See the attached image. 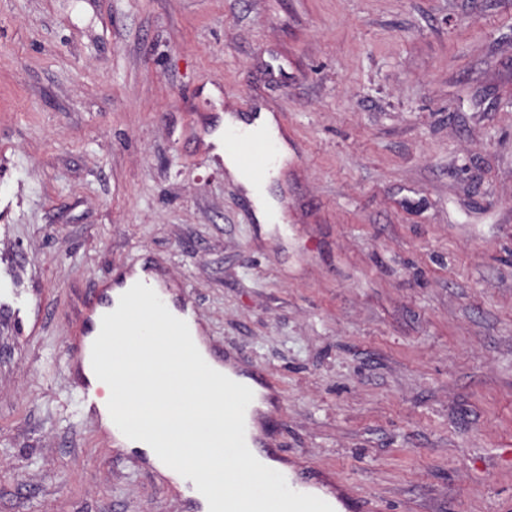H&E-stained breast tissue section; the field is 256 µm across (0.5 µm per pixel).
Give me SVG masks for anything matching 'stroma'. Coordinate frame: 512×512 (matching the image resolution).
<instances>
[{"label": "stroma", "instance_id": "1", "mask_svg": "<svg viewBox=\"0 0 512 512\" xmlns=\"http://www.w3.org/2000/svg\"><path fill=\"white\" fill-rule=\"evenodd\" d=\"M268 111L261 223L208 144ZM152 258L268 369L298 481L512 512V0H0V512H184L99 435L84 307ZM0 309L2 313H9L18 325H23L28 312L26 301L21 297L16 288H7L0 285ZM103 391L100 387L92 385L88 379H84L82 398L88 411L97 418L103 419L109 412L102 402Z\"/></svg>", "mask_w": 512, "mask_h": 512}]
</instances>
